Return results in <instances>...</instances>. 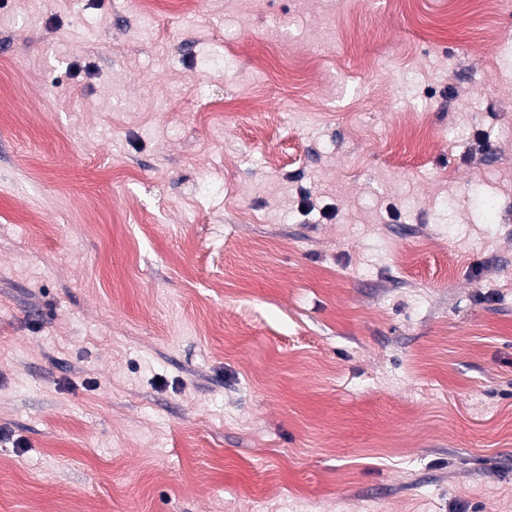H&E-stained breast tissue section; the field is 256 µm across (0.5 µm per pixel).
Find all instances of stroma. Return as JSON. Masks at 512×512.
<instances>
[{
	"label": "stroma",
	"mask_w": 512,
	"mask_h": 512,
	"mask_svg": "<svg viewBox=\"0 0 512 512\" xmlns=\"http://www.w3.org/2000/svg\"><path fill=\"white\" fill-rule=\"evenodd\" d=\"M0 512H512L501 11L0 0Z\"/></svg>",
	"instance_id": "stroma-1"
}]
</instances>
